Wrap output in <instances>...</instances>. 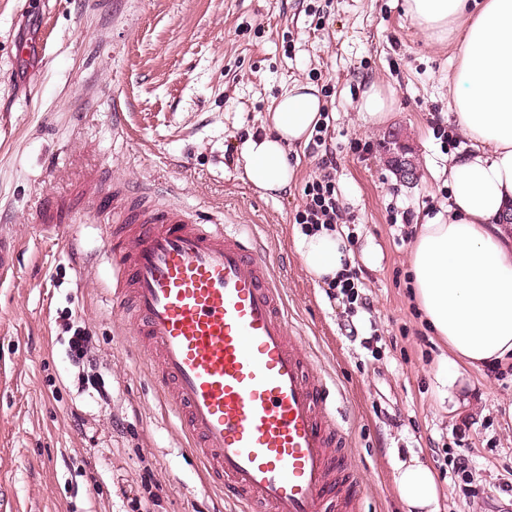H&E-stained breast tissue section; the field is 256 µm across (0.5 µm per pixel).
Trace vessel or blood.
<instances>
[{
	"label": "vessel or blood",
	"mask_w": 512,
	"mask_h": 512,
	"mask_svg": "<svg viewBox=\"0 0 512 512\" xmlns=\"http://www.w3.org/2000/svg\"><path fill=\"white\" fill-rule=\"evenodd\" d=\"M104 230L117 309L233 512H355L338 493L347 434L251 233L117 181ZM17 249L0 230V275Z\"/></svg>",
	"instance_id": "obj_1"
}]
</instances>
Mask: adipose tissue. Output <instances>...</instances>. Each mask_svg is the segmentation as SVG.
<instances>
[{
    "label": "adipose tissue",
    "instance_id": "1",
    "mask_svg": "<svg viewBox=\"0 0 512 512\" xmlns=\"http://www.w3.org/2000/svg\"><path fill=\"white\" fill-rule=\"evenodd\" d=\"M407 15L429 39L462 32L451 85L456 125L472 141L448 160L451 199L418 225L410 254L414 297L436 336L448 345L445 382L460 366L477 370L512 362V0H404ZM322 103L314 87L285 92L267 116L268 129L241 149L248 183L286 191L295 170L290 146L307 141ZM308 273L332 280L346 243L325 229L299 234ZM394 481L408 512H438L435 473L418 460L399 463Z\"/></svg>",
    "mask_w": 512,
    "mask_h": 512
}]
</instances>
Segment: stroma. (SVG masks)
<instances>
[{
  "label": "stroma",
  "instance_id": "stroma-1",
  "mask_svg": "<svg viewBox=\"0 0 512 512\" xmlns=\"http://www.w3.org/2000/svg\"><path fill=\"white\" fill-rule=\"evenodd\" d=\"M403 3L0 0V229L19 244L0 277V512L229 510L113 313L101 234L112 211L93 205L112 190L96 181L101 170L160 202L252 226L349 434L359 512H406L393 475L414 456L437 471L440 512H512V366L460 368V388L444 396L446 348L416 307L411 243L391 223L395 211L421 223L447 202L448 158L471 148L450 113L458 43L431 42ZM373 83L395 99L376 126L358 113ZM301 84L330 116L366 309L328 299L296 250L294 216L318 173L309 144L289 151L287 193L261 194L243 176V142ZM395 130L415 148L416 181L386 160ZM47 198L69 212L72 240L36 232ZM77 326L109 402L78 389L67 350ZM370 335L372 351L359 343ZM448 451L467 452L483 497L466 499L460 478L438 468Z\"/></svg>",
  "mask_w": 512,
  "mask_h": 512
}]
</instances>
